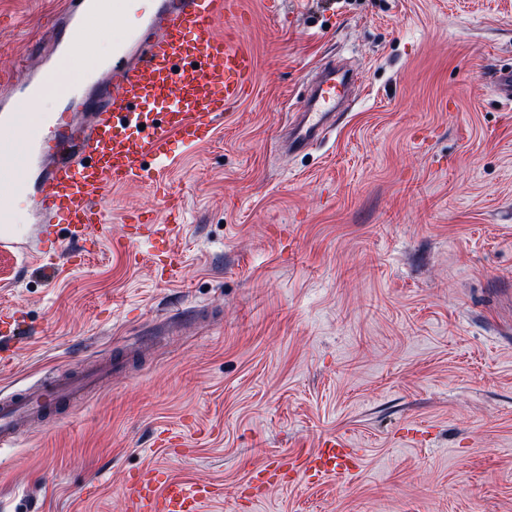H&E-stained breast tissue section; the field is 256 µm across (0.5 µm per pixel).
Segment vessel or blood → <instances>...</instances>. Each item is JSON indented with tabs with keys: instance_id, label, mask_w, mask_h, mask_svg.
<instances>
[{
	"instance_id": "vessel-or-blood-1",
	"label": "vessel or blood",
	"mask_w": 512,
	"mask_h": 512,
	"mask_svg": "<svg viewBox=\"0 0 512 512\" xmlns=\"http://www.w3.org/2000/svg\"><path fill=\"white\" fill-rule=\"evenodd\" d=\"M236 0H156L141 13L138 0H114L112 18L138 21L112 44V59L85 88L71 91L61 109L34 126L26 104L56 82L75 48L90 43L89 26L104 0H69L52 21L49 52L37 68H21L0 86V248L15 246L16 193L33 201L36 224L73 226L74 240L106 221L109 188L153 183L171 165L176 148L191 150L209 137L225 112L244 97L254 75L252 55L240 42L218 37ZM335 74L314 87L292 126L279 137L284 152H303L329 126L338 102ZM17 316L0 314V360L10 361ZM112 371L105 363L67 373L26 393L0 397V447L49 420L63 405L81 399ZM362 456L344 437L330 436L319 448L294 457L277 456L253 474L256 492L303 478L318 484L331 475H354ZM220 495L213 483H190L166 468L142 471L128 492L129 512H204Z\"/></svg>"
}]
</instances>
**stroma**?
<instances>
[{
	"instance_id": "stroma-1",
	"label": "stroma",
	"mask_w": 512,
	"mask_h": 512,
	"mask_svg": "<svg viewBox=\"0 0 512 512\" xmlns=\"http://www.w3.org/2000/svg\"><path fill=\"white\" fill-rule=\"evenodd\" d=\"M65 0H0V81ZM256 77L213 137L106 194L85 246L0 251V310L30 335L0 395L113 365L57 421L0 449L7 512H128L165 466L222 485L205 512H512V0H238ZM362 82L306 151L276 141L311 74ZM167 225L124 244V221ZM341 435L356 475L270 488V457ZM98 492L87 496L89 483Z\"/></svg>"
}]
</instances>
